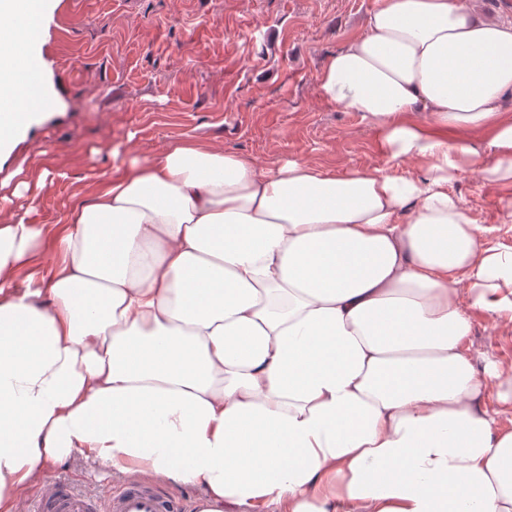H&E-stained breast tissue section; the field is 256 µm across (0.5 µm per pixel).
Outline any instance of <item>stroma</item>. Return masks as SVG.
Returning <instances> with one entry per match:
<instances>
[{
  "instance_id": "35a3bbf8",
  "label": "stroma",
  "mask_w": 512,
  "mask_h": 512,
  "mask_svg": "<svg viewBox=\"0 0 512 512\" xmlns=\"http://www.w3.org/2000/svg\"><path fill=\"white\" fill-rule=\"evenodd\" d=\"M383 0H46L37 21L49 115L0 156V198L15 172L46 170L35 218L56 224L78 189L97 187L122 163L194 140L275 165L302 159L332 171L385 167L374 128L324 103L316 80L324 57L359 35ZM470 216L512 245L503 205L512 184L452 186ZM472 348L512 364V331L475 318ZM103 494L106 470L75 460L53 466Z\"/></svg>"
}]
</instances>
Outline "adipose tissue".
Masks as SVG:
<instances>
[{"mask_svg": "<svg viewBox=\"0 0 512 512\" xmlns=\"http://www.w3.org/2000/svg\"><path fill=\"white\" fill-rule=\"evenodd\" d=\"M31 38L0 0V94L43 112ZM317 94L387 167L179 141L0 222V512L70 458L199 512H512V368L469 344L512 325V246L451 189L512 183V19L384 0Z\"/></svg>", "mask_w": 512, "mask_h": 512, "instance_id": "1", "label": "adipose tissue"}]
</instances>
